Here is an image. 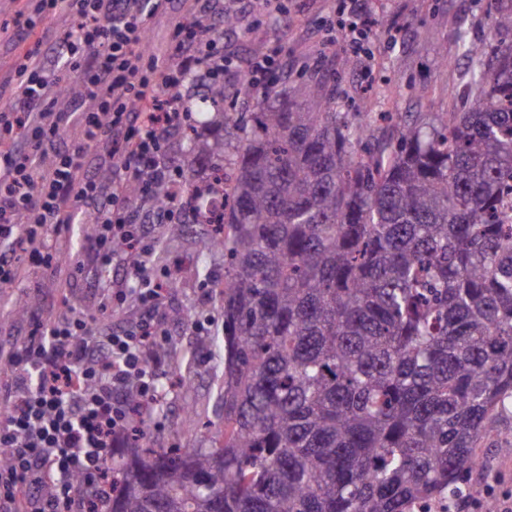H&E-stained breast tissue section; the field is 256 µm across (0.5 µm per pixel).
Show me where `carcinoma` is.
Masks as SVG:
<instances>
[{"mask_svg":"<svg viewBox=\"0 0 512 512\" xmlns=\"http://www.w3.org/2000/svg\"><path fill=\"white\" fill-rule=\"evenodd\" d=\"M491 27L512 10L488 2ZM460 46L473 104L393 113L389 135L318 80L210 113L190 148L222 175L224 444L112 453L104 512H456L512 400V40ZM196 170L183 177L201 194Z\"/></svg>","mask_w":512,"mask_h":512,"instance_id":"obj_1","label":"carcinoma"}]
</instances>
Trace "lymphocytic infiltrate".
I'll return each instance as SVG.
<instances>
[{"label":"lymphocytic infiltrate","instance_id":"lymphocytic-infiltrate-1","mask_svg":"<svg viewBox=\"0 0 512 512\" xmlns=\"http://www.w3.org/2000/svg\"><path fill=\"white\" fill-rule=\"evenodd\" d=\"M167 2L27 0L18 16L24 36L60 15L68 28L19 58L16 87L0 106V287L13 286L23 267L58 266L59 242L84 212L93 231L71 278L102 288L99 312L131 302L138 314L101 331L93 318L66 310L0 339L10 369L0 385V448L8 452L0 512H98L109 492L110 450L131 427L130 396L145 409L160 398L154 371L168 342L162 305L171 271L145 274L143 259L154 253L158 225L185 221L171 195L182 172L165 144L187 109L171 93L200 71L223 82L232 65L221 33L200 16L174 25L168 62L158 64L144 42ZM65 69L77 75V94L61 89ZM283 71L275 46L256 55L246 75L259 93ZM73 123L77 144L61 146ZM92 150L110 156L111 179L87 174ZM159 189L166 204L155 201Z\"/></svg>","mask_w":512,"mask_h":512}]
</instances>
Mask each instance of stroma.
<instances>
[{"label": "stroma", "instance_id": "35a3bbf8", "mask_svg": "<svg viewBox=\"0 0 512 512\" xmlns=\"http://www.w3.org/2000/svg\"><path fill=\"white\" fill-rule=\"evenodd\" d=\"M24 0H0V98L8 97L14 67L26 50L12 32L13 21ZM488 0H362L375 26L367 55H352L342 40H331L328 23L343 0H285L280 13L260 16L254 23L225 32L224 53L235 64V76L224 83V108L250 112L252 100L238 93L239 73L250 60L272 46H280L288 62L283 83L310 77L324 78L336 92L340 112H453L465 107L463 91L468 80V63L458 42L466 31L474 48H483L490 36ZM195 0H169L157 13L147 33L148 48L160 62H167L174 24L193 16ZM208 225L188 218L178 237L161 230L150 273L162 264L175 266L178 285L169 289L165 311L170 329L169 356L156 371L163 392L152 407L144 428L151 439L165 447L191 443L210 448L222 426L224 409L220 383L224 375V328L215 325L200 336L182 320L183 313L202 311L221 316L209 282L224 275V252L206 246ZM99 294L69 276L68 264L56 270H31L9 288H0V338L24 331L30 314L42 319L67 306L108 323L98 313ZM202 411L210 420L203 428L185 420L186 408ZM497 433L481 440L488 455L482 468L469 480L473 496H481L491 478H499V492H512V454L497 449L512 433V403L495 417Z\"/></svg>", "mask_w": 512, "mask_h": 512}]
</instances>
